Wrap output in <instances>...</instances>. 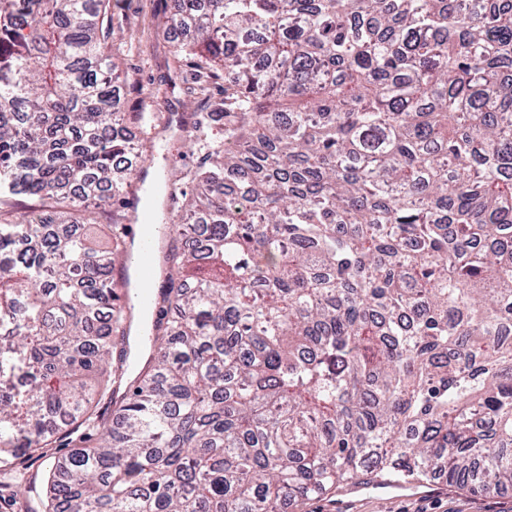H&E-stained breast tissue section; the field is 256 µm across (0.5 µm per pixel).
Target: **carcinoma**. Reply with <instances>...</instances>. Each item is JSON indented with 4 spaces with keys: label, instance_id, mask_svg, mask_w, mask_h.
I'll return each instance as SVG.
<instances>
[{
    "label": "carcinoma",
    "instance_id": "obj_1",
    "mask_svg": "<svg viewBox=\"0 0 512 512\" xmlns=\"http://www.w3.org/2000/svg\"><path fill=\"white\" fill-rule=\"evenodd\" d=\"M173 3L175 58L224 100L166 182L132 377L129 227L95 247L78 201L127 206L118 131L154 117L117 109L108 0H0V471L66 439L46 512H286L372 474L511 490L512 11Z\"/></svg>",
    "mask_w": 512,
    "mask_h": 512
}]
</instances>
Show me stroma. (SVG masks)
Segmentation results:
<instances>
[{"label":"stroma","mask_w":512,"mask_h":512,"mask_svg":"<svg viewBox=\"0 0 512 512\" xmlns=\"http://www.w3.org/2000/svg\"><path fill=\"white\" fill-rule=\"evenodd\" d=\"M172 0H110V40L116 60L126 74L119 91L120 107L125 112L141 109L189 122L191 113L214 111L221 98L220 87L208 85L204 92L193 91L194 72L190 65L173 69L169 64L170 45L158 26L162 14L170 12ZM179 127L160 128L147 148L152 168L166 167L176 147L184 156L178 168L195 167L199 149L184 145ZM53 463L49 454L33 453L25 457L18 473H0V512H41L45 499V479ZM22 479L29 490L26 498L12 495L15 479ZM430 496L413 491L362 487L359 491L336 492L297 508L296 512H512V491L494 496H475L435 483Z\"/></svg>","instance_id":"1"}]
</instances>
